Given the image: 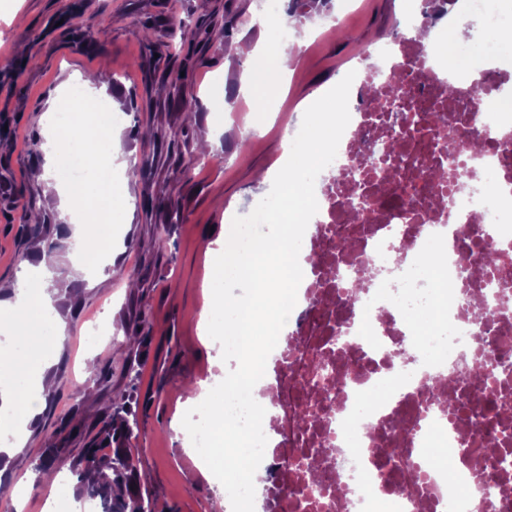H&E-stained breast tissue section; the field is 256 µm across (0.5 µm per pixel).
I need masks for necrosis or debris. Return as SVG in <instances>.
<instances>
[{"mask_svg": "<svg viewBox=\"0 0 512 512\" xmlns=\"http://www.w3.org/2000/svg\"><path fill=\"white\" fill-rule=\"evenodd\" d=\"M355 71L323 218L302 242L305 278L267 360L274 379L253 390L270 414L255 499L280 512H512V464L495 462L512 456V113L498 108L512 85L491 65L455 76L440 50L408 41L380 43ZM442 146L468 181L438 174ZM429 264L455 275L429 337L437 360L410 333L433 307ZM441 382L457 414L437 401ZM437 439L453 469L433 459Z\"/></svg>", "mask_w": 512, "mask_h": 512, "instance_id": "1", "label": "necrosis or debris"}]
</instances>
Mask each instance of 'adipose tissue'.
Here are the masks:
<instances>
[{"mask_svg": "<svg viewBox=\"0 0 512 512\" xmlns=\"http://www.w3.org/2000/svg\"><path fill=\"white\" fill-rule=\"evenodd\" d=\"M288 38L287 31L265 30L250 52L252 63L239 92L251 101L256 122H263L288 80L283 52ZM498 54L512 56V18L500 14L494 17L491 37L472 41L454 61L459 69L473 71ZM112 128V100L98 94L94 78L71 81L46 116V163L38 174L58 196L73 233L94 229L88 248L102 256L111 253L112 229L127 215L125 198L111 190L116 158ZM56 288L57 275L46 264L24 263L13 285L15 304L0 310V334L13 336L15 345L12 352L0 353V434L19 432L21 423L40 409L42 371L63 341L50 311Z\"/></svg>", "mask_w": 512, "mask_h": 512, "instance_id": "ef3b65f1", "label": "adipose tissue"}]
</instances>
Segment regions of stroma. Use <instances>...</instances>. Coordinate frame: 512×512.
I'll list each match as a JSON object with an SVG mask.
<instances>
[{
	"label": "stroma",
	"mask_w": 512,
	"mask_h": 512,
	"mask_svg": "<svg viewBox=\"0 0 512 512\" xmlns=\"http://www.w3.org/2000/svg\"><path fill=\"white\" fill-rule=\"evenodd\" d=\"M404 0H300L292 21L300 37L288 43L293 60L288 91L275 121L249 139L250 108L216 118L210 87L240 81L247 68L234 45H253L256 0H0V301L23 262H68L75 241L60 202L32 177L45 163L44 116L57 93L78 75L107 62L106 94L116 114L113 145L122 162L149 160V174L118 184L128 216L115 237L110 271L76 274L52 299L63 345L46 368L51 391L27 428L21 447L0 454V481L30 487L22 508L0 498V512H44L52 477L77 480L90 442L101 441L117 396L133 393L138 427L128 447L154 512H213L212 474L194 465L180 430L195 394L187 381L222 369L202 316L213 254L224 248L232 213L252 211L265 189L258 172L273 170L284 148L281 129L299 122L309 99L344 77L374 42L403 29ZM344 17L342 32L324 20ZM154 28L144 40L143 25ZM35 55V64L25 62ZM181 89H174L176 74ZM225 143L221 158L204 157L205 139ZM45 216L25 224L23 211ZM168 242L158 246L159 229ZM134 270L136 288L124 271ZM112 326V340L85 333L95 319ZM62 440L48 471H39L45 442Z\"/></svg>",
	"instance_id": "1"
}]
</instances>
